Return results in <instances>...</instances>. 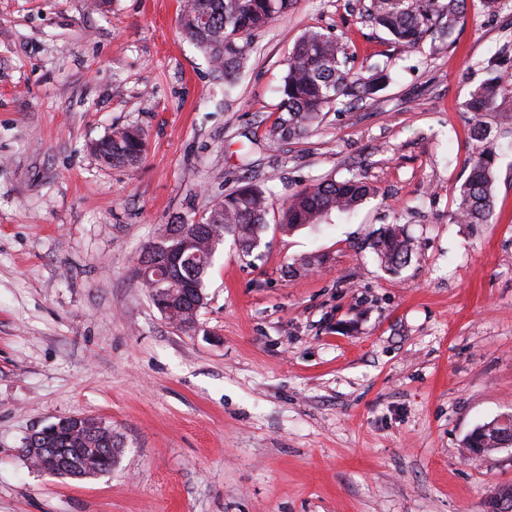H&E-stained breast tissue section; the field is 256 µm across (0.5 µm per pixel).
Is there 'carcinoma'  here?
Wrapping results in <instances>:
<instances>
[{
	"label": "carcinoma",
	"mask_w": 512,
	"mask_h": 512,
	"mask_svg": "<svg viewBox=\"0 0 512 512\" xmlns=\"http://www.w3.org/2000/svg\"><path fill=\"white\" fill-rule=\"evenodd\" d=\"M295 0H184L179 16L182 32L201 48L224 79L230 91L239 79L249 55L251 35L274 19L285 15ZM466 0H371L370 16L395 41L405 47L416 46L425 35L450 31L465 9ZM344 48L339 41L316 29L304 32L287 60V71L280 88L281 116L275 132L293 138L310 130L321 113L339 102L348 105L374 95L390 80L389 74L373 70L365 77L353 78L344 69ZM512 95V84L493 79L478 87L466 103L471 113L470 135L478 152L459 189L456 210L450 220L466 224H487L493 214L492 177L495 153L487 144L483 113L498 108V100ZM109 150L99 157L107 165L134 167L143 158L144 139L135 127L115 128ZM374 195L370 184L359 177L314 182L283 200L279 227L291 232L315 224L332 210L348 211ZM272 205L271 190L264 184L244 181L216 203L205 220L177 224L181 238L163 248L149 246L140 254L137 269L161 263L166 281L153 275L139 278L155 307L179 328L191 330L205 300V279L211 265L210 250L219 238L232 237L239 254L250 257L261 244ZM381 266L397 271L411 261L415 243L400 224H391L370 239ZM512 430L497 421L476 428L466 449L487 451L502 448L503 437ZM97 448L102 462L113 459V449L123 447L121 435L112 427L93 430L84 426L62 428L49 437L32 440L24 447Z\"/></svg>",
	"instance_id": "carcinoma-1"
}]
</instances>
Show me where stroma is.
I'll list each match as a JSON object with an SVG mask.
<instances>
[{
  "mask_svg": "<svg viewBox=\"0 0 512 512\" xmlns=\"http://www.w3.org/2000/svg\"><path fill=\"white\" fill-rule=\"evenodd\" d=\"M183 0H0V512H491L512 446L469 458L512 415V112H490L494 211L457 224L477 144L471 93L512 80V0H467L451 36L414 48L370 0H297L251 37L232 92L181 31ZM350 75L389 84L280 138L286 60L309 28ZM136 126V167L90 146ZM359 176L355 211L261 246L219 247L197 325L169 322L135 265L165 225L208 217L243 180L283 199ZM417 245L390 273L373 232ZM318 255L312 272L294 259ZM82 414L112 425L111 473L60 478L25 439ZM486 425H488V428ZM509 434L512 438V420L510 431H508L507 426H500L497 420L485 423L476 428L468 437L470 442L466 443V449L470 453H477L476 448H485L484 452L492 448H503L505 447L503 437Z\"/></svg>",
  "mask_w": 512,
  "mask_h": 512,
  "instance_id": "obj_1",
  "label": "stroma"
}]
</instances>
